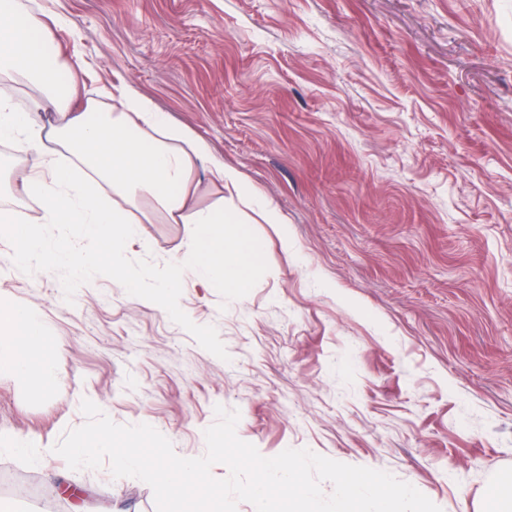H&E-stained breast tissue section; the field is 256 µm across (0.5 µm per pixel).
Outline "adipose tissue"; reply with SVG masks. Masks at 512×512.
Returning a JSON list of instances; mask_svg holds the SVG:
<instances>
[{
  "label": "adipose tissue",
  "instance_id": "adipose-tissue-1",
  "mask_svg": "<svg viewBox=\"0 0 512 512\" xmlns=\"http://www.w3.org/2000/svg\"><path fill=\"white\" fill-rule=\"evenodd\" d=\"M42 26L40 16L20 13L17 0H0V71L15 73L34 87L32 109L48 103L62 109L57 124L37 128L26 112L1 96L0 142L31 155L33 174L26 190L41 200L46 222L71 225L79 238L104 242L105 255L85 256L66 242L47 244L21 212L4 209L0 236L21 239L18 261L63 265L76 275L96 267L123 279L126 240L138 238L141 225L159 218L191 225L192 244L167 280L155 281L147 269L140 272L133 285L138 300L153 305L174 294L185 270L207 288H246L263 254L262 241L226 216L223 204L197 207L192 190L198 165H207L223 184H237V172L213 159L204 140L171 123L133 88H113L111 109L93 104L70 109L75 82L59 83L56 56L31 40ZM39 336L33 311L1 304L0 374L38 389L49 387L56 355L40 347Z\"/></svg>",
  "mask_w": 512,
  "mask_h": 512
}]
</instances>
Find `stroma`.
<instances>
[{
  "label": "stroma",
  "mask_w": 512,
  "mask_h": 512,
  "mask_svg": "<svg viewBox=\"0 0 512 512\" xmlns=\"http://www.w3.org/2000/svg\"><path fill=\"white\" fill-rule=\"evenodd\" d=\"M22 3L68 17L34 37L89 98L131 86L237 171L224 188L198 170L196 202L223 200L265 255L242 291L183 273L169 308L19 264L0 237V303L34 310L57 356L49 389L0 376V506L157 512L145 482L54 453L86 398L186 458L235 409L264 457L306 448L479 512L512 474V0ZM30 172L0 143V206L68 238ZM189 244L188 225H143L128 273L165 278Z\"/></svg>",
  "instance_id": "stroma-1"
}]
</instances>
